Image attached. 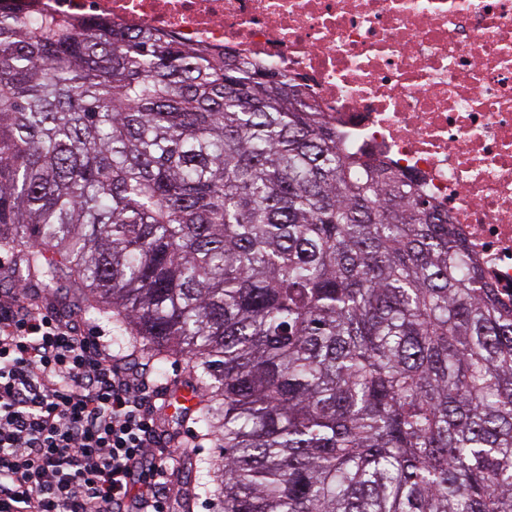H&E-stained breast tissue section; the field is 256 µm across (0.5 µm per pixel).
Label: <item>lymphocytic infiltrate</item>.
<instances>
[{"label":"lymphocytic infiltrate","mask_w":512,"mask_h":512,"mask_svg":"<svg viewBox=\"0 0 512 512\" xmlns=\"http://www.w3.org/2000/svg\"><path fill=\"white\" fill-rule=\"evenodd\" d=\"M27 294L0 297V512H171L155 378Z\"/></svg>","instance_id":"lymphocytic-infiltrate-1"}]
</instances>
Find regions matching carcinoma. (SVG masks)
Instances as JSON below:
<instances>
[{
    "label": "carcinoma",
    "instance_id": "obj_1",
    "mask_svg": "<svg viewBox=\"0 0 512 512\" xmlns=\"http://www.w3.org/2000/svg\"><path fill=\"white\" fill-rule=\"evenodd\" d=\"M1 248L184 360L221 512H512V301L286 76L0 12Z\"/></svg>",
    "mask_w": 512,
    "mask_h": 512
}]
</instances>
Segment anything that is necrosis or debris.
Listing matches in <instances>:
<instances>
[{
    "instance_id": "obj_1",
    "label": "necrosis or debris",
    "mask_w": 512,
    "mask_h": 512,
    "mask_svg": "<svg viewBox=\"0 0 512 512\" xmlns=\"http://www.w3.org/2000/svg\"><path fill=\"white\" fill-rule=\"evenodd\" d=\"M277 67L342 149L405 173L512 298V0H0Z\"/></svg>"
}]
</instances>
